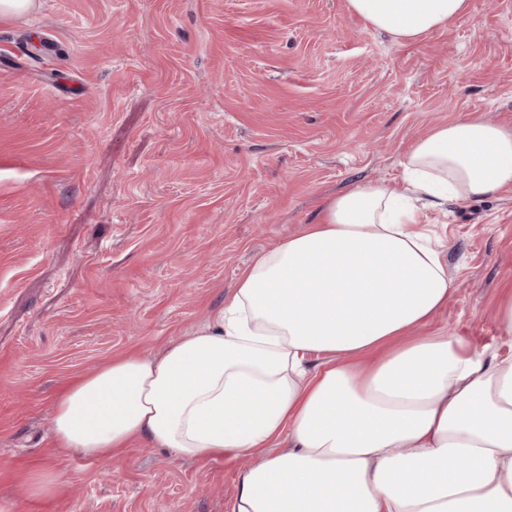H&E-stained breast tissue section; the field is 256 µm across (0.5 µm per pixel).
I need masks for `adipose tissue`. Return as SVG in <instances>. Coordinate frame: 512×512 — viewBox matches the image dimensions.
I'll use <instances>...</instances> for the list:
<instances>
[{"label":"adipose tissue","mask_w":512,"mask_h":512,"mask_svg":"<svg viewBox=\"0 0 512 512\" xmlns=\"http://www.w3.org/2000/svg\"><path fill=\"white\" fill-rule=\"evenodd\" d=\"M348 4L405 43L470 2ZM400 165L401 183L353 187L258 255L191 335L69 381L56 446L108 461L144 440L200 459L285 437L237 472L232 512H512V353L415 333L455 291L419 209L511 186L512 132L469 115Z\"/></svg>","instance_id":"obj_1"}]
</instances>
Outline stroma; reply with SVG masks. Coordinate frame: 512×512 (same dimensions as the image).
<instances>
[{"label": "stroma", "instance_id": "obj_1", "mask_svg": "<svg viewBox=\"0 0 512 512\" xmlns=\"http://www.w3.org/2000/svg\"><path fill=\"white\" fill-rule=\"evenodd\" d=\"M512 129V0L398 43L347 0H38L0 18V505L232 512L246 456L142 441L55 448L53 401L112 357L157 353L223 305L253 257L351 186L399 183L437 124ZM457 290L431 326L502 353L512 186L423 210ZM56 469L48 501L26 473ZM495 322L499 336L512 345V290L505 292L499 299L495 310Z\"/></svg>", "mask_w": 512, "mask_h": 512}]
</instances>
